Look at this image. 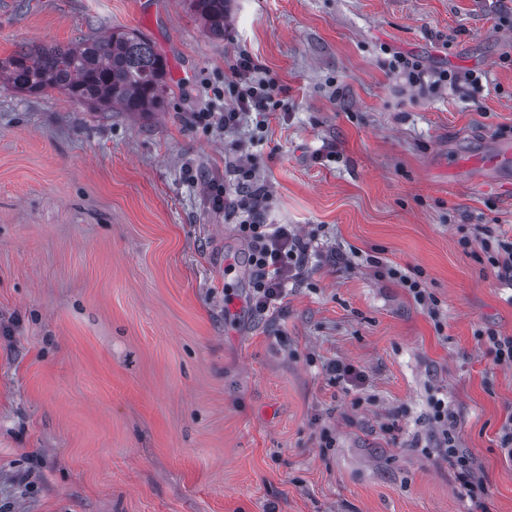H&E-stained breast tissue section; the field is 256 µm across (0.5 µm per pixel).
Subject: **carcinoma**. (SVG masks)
Returning a JSON list of instances; mask_svg holds the SVG:
<instances>
[{
    "mask_svg": "<svg viewBox=\"0 0 512 512\" xmlns=\"http://www.w3.org/2000/svg\"><path fill=\"white\" fill-rule=\"evenodd\" d=\"M228 0H191L204 28L224 37ZM166 63L139 33L114 31L72 47L31 45L0 57V82L28 95L47 88L101 110L155 112L163 103Z\"/></svg>",
    "mask_w": 512,
    "mask_h": 512,
    "instance_id": "1",
    "label": "carcinoma"
}]
</instances>
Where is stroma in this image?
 Wrapping results in <instances>:
<instances>
[{"label":"stroma","instance_id":"1","mask_svg":"<svg viewBox=\"0 0 512 512\" xmlns=\"http://www.w3.org/2000/svg\"><path fill=\"white\" fill-rule=\"evenodd\" d=\"M116 29L165 59L161 111L0 85V512H512V365L478 338L512 336L480 246L483 226L512 235V169L484 188L446 171L512 142V0H231L220 38L191 0H0V57ZM242 55L286 108L205 128ZM240 155L265 223L318 245L266 317L240 214L207 202ZM332 360L360 381L331 385ZM438 398L476 498L436 452ZM387 274L390 278L400 283L411 294L418 305L428 309H433L437 305V300L427 291L426 285L419 278L407 275L397 267L388 268Z\"/></svg>","mask_w":512,"mask_h":512}]
</instances>
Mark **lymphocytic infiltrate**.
<instances>
[{
	"mask_svg": "<svg viewBox=\"0 0 512 512\" xmlns=\"http://www.w3.org/2000/svg\"><path fill=\"white\" fill-rule=\"evenodd\" d=\"M256 71L250 58L237 59L228 86L210 88L218 100L224 95H232L234 106L221 112L198 113V123L208 128L229 130L237 127L246 116L253 114L262 121L269 112L281 108L283 101L278 85L257 77ZM235 171L238 176L236 191H229L222 182L211 181L208 185L209 203L213 210H228L243 216L238 231L250 245L248 265L252 271V292L249 306L252 312L264 314L282 302L289 281L304 272L309 244L287 225L264 223L262 211L269 199L266 187L256 183L254 171L246 161H239ZM432 420L442 430L441 452L455 469L460 490L472 493L476 472L471 457L458 446L455 412L447 402L436 401L432 407Z\"/></svg>",
	"mask_w": 512,
	"mask_h": 512,
	"instance_id": "1",
	"label": "lymphocytic infiltrate"
}]
</instances>
